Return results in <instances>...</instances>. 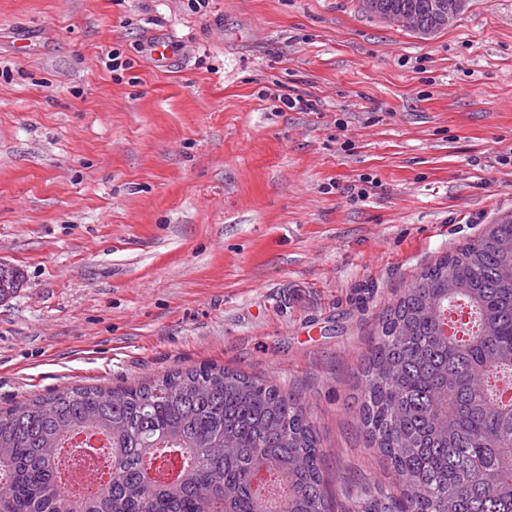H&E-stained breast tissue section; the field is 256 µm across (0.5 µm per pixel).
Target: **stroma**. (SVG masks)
Listing matches in <instances>:
<instances>
[{"label": "stroma", "mask_w": 512, "mask_h": 512, "mask_svg": "<svg viewBox=\"0 0 512 512\" xmlns=\"http://www.w3.org/2000/svg\"><path fill=\"white\" fill-rule=\"evenodd\" d=\"M510 212L512 0L428 38L359 0H0V408L238 369L300 398L346 512L399 490L359 415L378 317Z\"/></svg>", "instance_id": "stroma-1"}]
</instances>
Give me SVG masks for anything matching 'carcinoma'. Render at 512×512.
Wrapping results in <instances>:
<instances>
[{
  "instance_id": "1",
  "label": "carcinoma",
  "mask_w": 512,
  "mask_h": 512,
  "mask_svg": "<svg viewBox=\"0 0 512 512\" xmlns=\"http://www.w3.org/2000/svg\"><path fill=\"white\" fill-rule=\"evenodd\" d=\"M428 35L459 0H362ZM21 282L0 267V300ZM475 316L448 336L446 312ZM366 441L401 479L373 512H512V214L427 268L378 318L363 369ZM101 435L91 497L65 481V446ZM0 512H331L318 433L287 390L204 365L149 382L72 387L0 409Z\"/></svg>"
}]
</instances>
